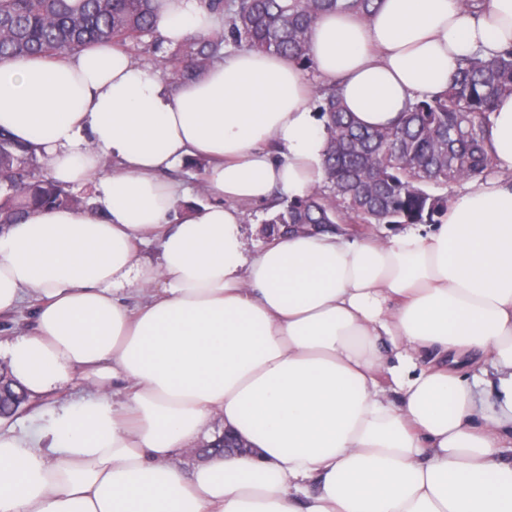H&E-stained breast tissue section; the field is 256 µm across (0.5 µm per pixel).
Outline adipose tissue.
I'll use <instances>...</instances> for the list:
<instances>
[{
  "label": "adipose tissue",
  "instance_id": "ef3b65f1",
  "mask_svg": "<svg viewBox=\"0 0 512 512\" xmlns=\"http://www.w3.org/2000/svg\"><path fill=\"white\" fill-rule=\"evenodd\" d=\"M220 23L163 0L157 31L177 45ZM511 48L512 0H381L310 33L365 127ZM313 98L294 61L249 50L175 89L95 44L0 61V129L92 193L0 227V318L25 307L34 324L0 356L29 393L94 389L0 432V512H512V95L491 117L493 172L440 224L248 253L241 204L321 176ZM197 158L193 204L164 174ZM217 419L255 455L183 470Z\"/></svg>",
  "mask_w": 512,
  "mask_h": 512
}]
</instances>
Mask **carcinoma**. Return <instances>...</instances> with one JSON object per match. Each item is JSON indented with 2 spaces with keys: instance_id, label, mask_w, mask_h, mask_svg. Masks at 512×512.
Listing matches in <instances>:
<instances>
[{
  "instance_id": "carcinoma-1",
  "label": "carcinoma",
  "mask_w": 512,
  "mask_h": 512,
  "mask_svg": "<svg viewBox=\"0 0 512 512\" xmlns=\"http://www.w3.org/2000/svg\"><path fill=\"white\" fill-rule=\"evenodd\" d=\"M222 17L209 36L192 35L164 61L179 81L194 77L228 45L273 53L311 68L308 39L325 12L369 14L377 0H202ZM157 0H0V61L29 55L59 56L88 44L137 56L143 37L157 33ZM328 117L325 189L282 202L266 223L320 224L345 233L355 225L436 224L448 195L433 187L488 174L493 169L488 131L497 98L512 94V50L466 60L448 91L418 99L384 128H363L346 111L336 86L319 89ZM39 171L35 151L0 131V223L22 220L27 209L88 205Z\"/></svg>"
}]
</instances>
